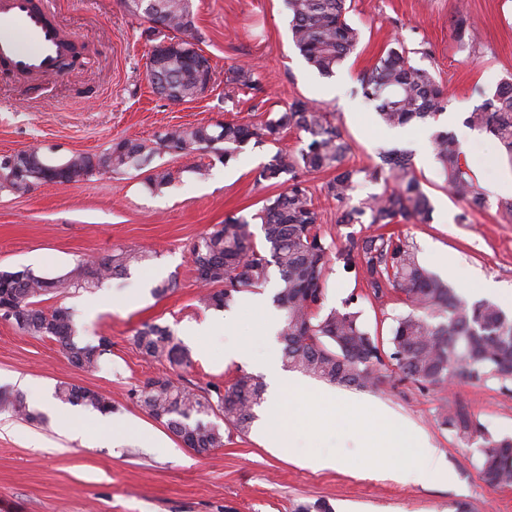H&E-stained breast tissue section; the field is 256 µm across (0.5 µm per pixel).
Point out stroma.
<instances>
[{"label": "stroma", "instance_id": "1", "mask_svg": "<svg viewBox=\"0 0 512 512\" xmlns=\"http://www.w3.org/2000/svg\"><path fill=\"white\" fill-rule=\"evenodd\" d=\"M197 44L213 67L207 93L173 104L159 98L146 75L148 46L140 22L124 0H55L60 21L90 52L86 62L55 82L36 85L0 73V155L34 149L49 161L79 153L99 154L113 140L152 139L174 126L224 120L257 122L284 111L293 99L317 103L329 112L350 146L349 164L372 167L384 148L413 152L415 171L428 193V223L400 230L418 251L422 265L448 279L439 264L454 258L468 272L467 301L484 299L483 281L512 294V217L497 203L495 185L512 176V164L498 143L465 126L483 92L493 93L512 76V0H352L347 15L360 31L357 50L333 77L318 75L291 41L283 0H192ZM465 14L480 34L476 47L460 50L453 34L457 14ZM411 51L412 64L428 69L451 100L436 120L410 124L402 134L381 124L375 105L360 91V79L393 42ZM257 69L263 89L228 84L229 69ZM452 131L460 141L484 199L477 205L450 195L434 153L418 155L434 130ZM270 145H247L223 163L216 150L165 154L156 162L172 174L170 184L147 189L144 174L101 172L72 184L37 182L29 190H0V272L32 270L57 276L79 262L111 255L119 247L150 249L151 256L124 279L50 298L75 314L77 342L110 349L94 369L70 364L61 345L23 334L0 320V386L21 392L30 408L53 395L58 382L96 389L111 398L112 420L77 415L71 405L55 417L29 422L0 410V512H294L296 503L328 500L334 512H512V487L493 489L479 472L481 431L512 435V396L497 382L455 381L436 388L384 372L377 386L351 388L383 403L396 417L428 435L442 453L454 481L447 485L402 484L370 467L347 462L353 444L338 439L335 469L316 470L308 458L318 444L300 435L294 447H265L256 432L231 435L224 446L200 455L184 447L132 397L147 380L167 376L193 389L225 385L254 364L225 361L227 336L188 337L193 326L213 317L198 302L200 288L190 248L230 214L248 216L273 190L255 181ZM329 173L310 176L321 214V232L332 247L345 241L340 210L324 193ZM466 222H459L460 214ZM177 288L153 295L160 282ZM365 282L332 261L325 308L341 307L357 295L367 328L390 332L393 316L406 312L401 294L379 302L366 299ZM100 305L90 317L87 304ZM145 322L168 326L191 354L190 366L144 358L131 337ZM465 407L480 431L458 435L441 425L442 406ZM121 422L113 435V422Z\"/></svg>", "mask_w": 512, "mask_h": 512}]
</instances>
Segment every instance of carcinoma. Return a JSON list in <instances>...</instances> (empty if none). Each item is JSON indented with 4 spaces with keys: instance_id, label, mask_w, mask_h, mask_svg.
Masks as SVG:
<instances>
[{
    "instance_id": "obj_1",
    "label": "carcinoma",
    "mask_w": 512,
    "mask_h": 512,
    "mask_svg": "<svg viewBox=\"0 0 512 512\" xmlns=\"http://www.w3.org/2000/svg\"><path fill=\"white\" fill-rule=\"evenodd\" d=\"M284 3L295 48L320 76H333L360 41L359 30L346 18L351 4L348 0ZM127 7L132 15L160 23L169 33L190 35L195 28L192 0H127ZM454 36L463 46L477 42L476 31L463 13L455 21ZM212 77L209 60L183 40L170 51L164 67L153 70L150 83L156 94L170 91L185 102L196 98L199 84L212 81ZM227 82L260 90L254 72L243 67L231 70ZM361 89L366 98L377 102V114L389 127L434 120L449 103L445 90L429 70L411 63L401 43L383 52L374 68L363 75ZM476 92L483 101L469 112L466 124L489 132L512 164V76L491 96L479 88ZM289 128L307 135V142L295 151L278 147L281 135ZM252 141L276 146L261 165L256 182L282 191L265 198L250 217L229 215L193 243V263L209 264L204 281L207 288L199 298L203 307L228 308L243 289L264 288L276 273L279 288L274 302L284 311L277 336L287 368L331 384L368 388L380 380L381 370L393 367L407 379L437 387L456 379L495 380L502 393L512 395V314L490 300L470 303L462 299L456 289L425 268L416 248L395 232L349 235L335 252L325 242L309 175L334 172L326 183V194L341 205L351 200L361 183H385L382 193L342 210L339 224L384 228L397 219L405 224L424 223L433 206L413 172L412 153L407 150L380 152V163L372 168L345 165L349 145L314 102L296 98L285 111L258 123L179 126L149 141L119 139L99 155H74L63 166L87 176L95 171L139 170L144 163L150 166L145 185L154 191L172 179L169 170L151 166L155 157L191 153L222 143L221 158L227 163ZM431 141L448 193L481 203L456 135L437 130ZM253 224L261 225V248L253 239ZM148 257L145 250L119 248L110 258L99 263L85 261L56 277L31 271L27 279L17 280L12 272H0V307L19 313L22 321L15 325L20 331L53 338L72 364L94 368L109 342L101 339L96 346L78 344L73 311L61 305L45 309L41 307L43 297L121 278ZM334 259L358 270L369 289L366 297L380 301L390 288L402 294L409 310L393 318L387 339L368 330L362 310L354 307L353 296L340 308L324 310L325 274ZM132 341L145 358L165 359L172 366L190 363L188 350L165 326L144 323L135 330ZM264 393L265 386L258 377L242 372L230 384L202 394L160 376L149 380L135 397L141 410L165 425L186 447L207 454L224 447L226 433L248 434L256 418L254 409L263 403ZM55 396L62 404L112 414V401L91 388L63 381ZM0 408L27 421L38 419L20 394L1 397ZM218 413L224 416L222 426L210 421ZM443 424L464 435L477 428L457 404L445 410ZM479 453L484 483L495 489L511 487L512 437L486 433Z\"/></svg>"
}]
</instances>
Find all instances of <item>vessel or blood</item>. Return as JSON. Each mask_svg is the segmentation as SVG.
I'll return each instance as SVG.
<instances>
[{
    "label": "vessel or blood",
    "instance_id": "1",
    "mask_svg": "<svg viewBox=\"0 0 512 512\" xmlns=\"http://www.w3.org/2000/svg\"><path fill=\"white\" fill-rule=\"evenodd\" d=\"M78 53L50 0H0V68L48 82Z\"/></svg>",
    "mask_w": 512,
    "mask_h": 512
}]
</instances>
